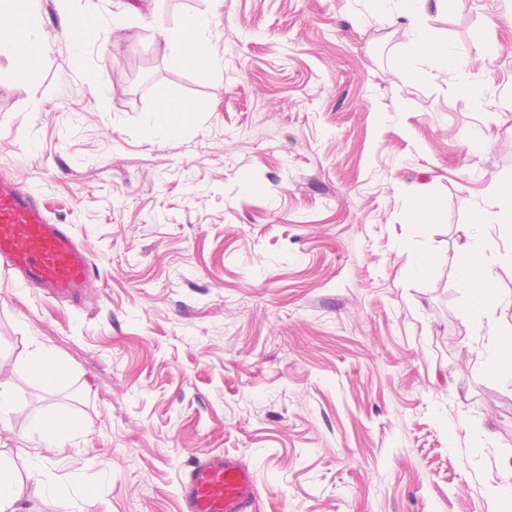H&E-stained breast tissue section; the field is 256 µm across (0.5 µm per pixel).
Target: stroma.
<instances>
[{
    "label": "stroma",
    "instance_id": "stroma-1",
    "mask_svg": "<svg viewBox=\"0 0 512 512\" xmlns=\"http://www.w3.org/2000/svg\"><path fill=\"white\" fill-rule=\"evenodd\" d=\"M96 3L123 29L77 65L61 31L84 0H38L51 49L0 88V176L99 272L73 303L0 270L14 396L0 453L22 512H180L184 474L211 450L253 469L257 512H493L512 367L481 355L456 268L466 225L512 245L494 222L512 175V0H450L431 24L458 69L410 73L406 21L379 23L373 0ZM196 12L213 15L222 78L164 52L155 17ZM164 98L196 111L176 137H148ZM427 193L440 219L409 223ZM39 346L69 365L67 386L29 375ZM55 412L82 433L34 449Z\"/></svg>",
    "mask_w": 512,
    "mask_h": 512
}]
</instances>
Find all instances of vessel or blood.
I'll return each mask as SVG.
<instances>
[{
    "mask_svg": "<svg viewBox=\"0 0 512 512\" xmlns=\"http://www.w3.org/2000/svg\"><path fill=\"white\" fill-rule=\"evenodd\" d=\"M0 267L21 285L57 300L78 301L98 274L71 230L10 178H0ZM255 476L238 457L208 452L195 457L182 482L181 512H254Z\"/></svg>",
    "mask_w": 512,
    "mask_h": 512,
    "instance_id": "obj_1",
    "label": "vessel or blood"
}]
</instances>
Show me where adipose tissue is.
Here are the masks:
<instances>
[{
    "mask_svg": "<svg viewBox=\"0 0 512 512\" xmlns=\"http://www.w3.org/2000/svg\"><path fill=\"white\" fill-rule=\"evenodd\" d=\"M447 0H396L400 18L407 21L411 38L402 50L399 66L412 71L419 60L427 59L444 69L456 68L457 62L447 43L440 41L429 24L432 6H445ZM86 20L64 29L74 59H81L86 46L95 41L104 27L120 30V20H106L97 12L95 0H85ZM212 19L209 14L187 16L179 25L166 30L165 52L170 60L187 68L213 76L222 72L210 43ZM48 44L42 36L37 0H0V54L11 58L6 69H0V88L29 80L36 67L35 59L44 55ZM512 264V250L494 253L492 243L476 234H468L459 260L461 289L468 295V315L473 316L487 342L483 351L491 366L512 360V348L503 349L502 330L495 311L502 298L496 288L494 263Z\"/></svg>",
    "mask_w": 512,
    "mask_h": 512,
    "instance_id": "1",
    "label": "adipose tissue"
}]
</instances>
